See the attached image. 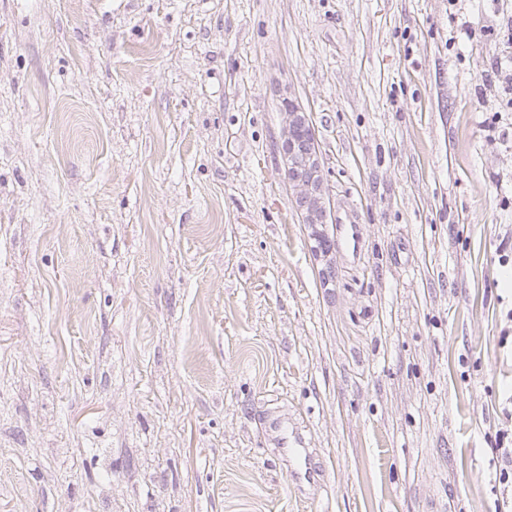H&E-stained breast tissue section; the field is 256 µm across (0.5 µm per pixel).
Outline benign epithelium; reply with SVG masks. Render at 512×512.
<instances>
[{
  "label": "benign epithelium",
  "mask_w": 512,
  "mask_h": 512,
  "mask_svg": "<svg viewBox=\"0 0 512 512\" xmlns=\"http://www.w3.org/2000/svg\"><path fill=\"white\" fill-rule=\"evenodd\" d=\"M288 124L278 146L281 170L288 183L303 197L299 208L301 223L320 225L321 230L312 237L314 255L326 265L332 264L333 250L326 248L324 238L330 213V193L324 174V162L319 148L308 153H299L300 138L315 133L311 115L295 100H285Z\"/></svg>",
  "instance_id": "7a95c632"
}]
</instances>
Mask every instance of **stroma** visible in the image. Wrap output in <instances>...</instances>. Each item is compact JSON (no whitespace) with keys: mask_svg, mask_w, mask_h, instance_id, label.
I'll return each mask as SVG.
<instances>
[{"mask_svg":"<svg viewBox=\"0 0 512 512\" xmlns=\"http://www.w3.org/2000/svg\"><path fill=\"white\" fill-rule=\"evenodd\" d=\"M506 10L0 0V512H503ZM288 96L363 229L329 283ZM511 45L507 46V51L500 57L495 58L489 68L482 71V81L487 85H495L496 81L507 85V90L512 91V52ZM288 110V124L283 132L282 140L278 146V153L281 159V170L288 183L297 191L296 196L303 197V204L300 198L296 199L297 207L302 224L321 226V230L312 237L314 255L321 258L330 267L332 264L333 240L325 239L330 237L327 224L330 213V193L324 174V162L319 145L316 143L315 127L311 115L306 109L295 100H285ZM313 134L315 148L308 153H299L301 136L304 139L307 135ZM270 430L280 454L288 460L291 482L299 489L314 483L319 470L314 466L313 453L305 447L300 435L294 430L288 432V427L280 419L272 421ZM497 441V448H492L493 459L496 458L495 463V482L499 484H510L512 485V429H510V449L505 446L506 440L509 438L508 430H500ZM500 458V462H499ZM499 464V465H498Z\"/></svg>","mask_w":512,"mask_h":512,"instance_id":"stroma-1","label":"stroma"}]
</instances>
